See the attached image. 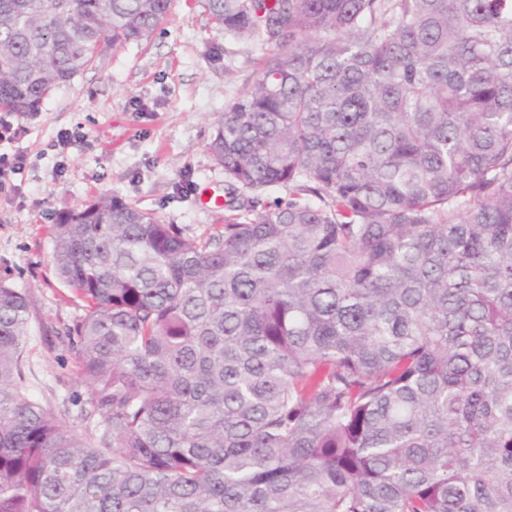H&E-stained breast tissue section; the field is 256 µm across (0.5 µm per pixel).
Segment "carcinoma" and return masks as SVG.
Instances as JSON below:
<instances>
[{"mask_svg": "<svg viewBox=\"0 0 512 512\" xmlns=\"http://www.w3.org/2000/svg\"><path fill=\"white\" fill-rule=\"evenodd\" d=\"M171 4L0 0V108ZM205 6L264 50L207 143L224 225L58 213L89 438L22 386L0 282V512H512V0Z\"/></svg>", "mask_w": 512, "mask_h": 512, "instance_id": "1", "label": "carcinoma"}]
</instances>
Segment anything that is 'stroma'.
I'll return each instance as SVG.
<instances>
[{"mask_svg":"<svg viewBox=\"0 0 512 512\" xmlns=\"http://www.w3.org/2000/svg\"><path fill=\"white\" fill-rule=\"evenodd\" d=\"M261 58L252 40L224 35L203 0H173L151 36L103 51L39 112L7 115L19 134L0 153L25 165L0 191V280L29 304L28 391L77 434L96 431L101 418L66 336L82 309L51 263L55 215L114 194L190 235L211 233L224 211L200 192L223 195L224 171L206 143L225 106L258 78ZM66 130L84 141L63 149Z\"/></svg>","mask_w":512,"mask_h":512,"instance_id":"stroma-1","label":"stroma"}]
</instances>
